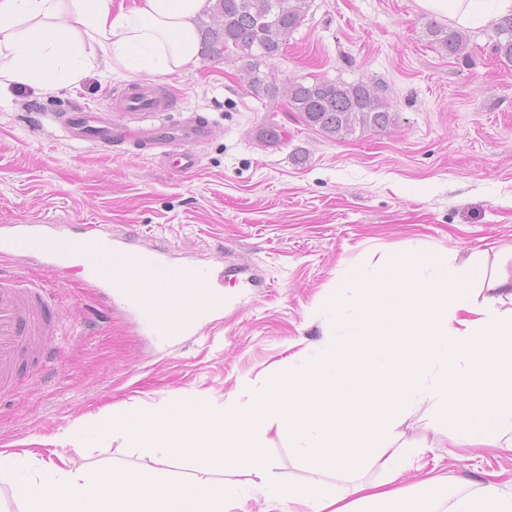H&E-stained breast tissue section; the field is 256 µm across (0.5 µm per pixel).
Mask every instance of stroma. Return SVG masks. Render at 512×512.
<instances>
[{
  "label": "stroma",
  "instance_id": "1",
  "mask_svg": "<svg viewBox=\"0 0 512 512\" xmlns=\"http://www.w3.org/2000/svg\"><path fill=\"white\" fill-rule=\"evenodd\" d=\"M451 23L416 0H309L263 69L281 83L363 81L390 103L393 124L341 140L307 125L284 97L254 96L235 50L202 53L199 67L158 84L174 101L168 119L200 114L213 124L186 176L148 151L69 141L54 121L76 106L109 111L111 94L134 83L129 72L102 66L59 93L1 89L0 225L103 224L165 247L175 263L211 265L224 273V314L162 343L121 305L99 316L90 291L65 282L50 296L61 328L38 381L0 398V449L31 447L44 460L57 451L91 472L151 465L149 449L117 433L78 449L62 437L117 409L168 410L190 397L218 412L227 398L249 401L335 339L321 305L353 265L377 274L415 248L452 266L476 254L490 275L512 279V64L495 55L490 20L448 57L428 28ZM391 442L422 451L405 485L432 471L456 490L489 480L512 492V449L456 444L429 405L403 411ZM267 451L282 482L331 493L347 480L306 466L287 438L270 435ZM166 473L247 487L245 512L267 508L246 468L175 460Z\"/></svg>",
  "mask_w": 512,
  "mask_h": 512
}]
</instances>
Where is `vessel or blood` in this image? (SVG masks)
<instances>
[{
    "label": "vessel or blood",
    "instance_id": "1",
    "mask_svg": "<svg viewBox=\"0 0 512 512\" xmlns=\"http://www.w3.org/2000/svg\"><path fill=\"white\" fill-rule=\"evenodd\" d=\"M112 109L151 115L155 121L131 126L77 110L59 115L57 121L74 142L109 151L135 141L160 149L172 173L185 175L198 168L194 146L210 136L209 119L166 122L157 92L136 83L113 99ZM20 257L50 273L81 272L87 287L96 290L102 314H111L113 302H120L145 332L163 342L189 334L224 310V276L213 267L172 263L165 248L137 243L98 224H1L0 260ZM182 285L195 288L194 299L173 294V287ZM50 289V283L41 280L17 285L0 278V395L22 393L50 355L47 343L61 322L47 299Z\"/></svg>",
    "mask_w": 512,
    "mask_h": 512
}]
</instances>
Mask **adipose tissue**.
Returning a JSON list of instances; mask_svg holds the SVG:
<instances>
[{
    "mask_svg": "<svg viewBox=\"0 0 512 512\" xmlns=\"http://www.w3.org/2000/svg\"><path fill=\"white\" fill-rule=\"evenodd\" d=\"M209 0H0V86L74 87L99 64L164 78L201 60Z\"/></svg>",
    "mask_w": 512,
    "mask_h": 512,
    "instance_id": "obj_1",
    "label": "adipose tissue"
}]
</instances>
